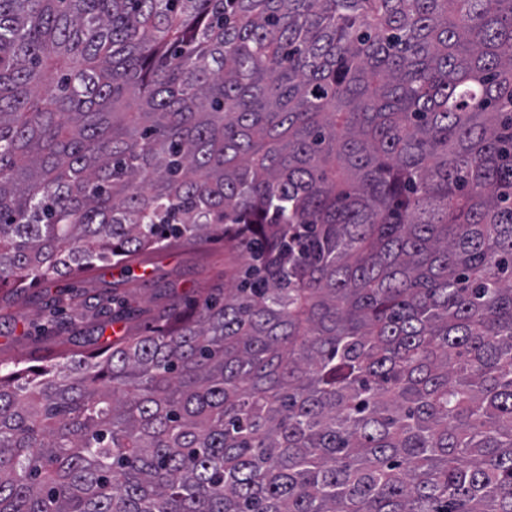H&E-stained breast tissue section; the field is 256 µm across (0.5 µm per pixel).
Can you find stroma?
<instances>
[{
    "label": "stroma",
    "mask_w": 512,
    "mask_h": 512,
    "mask_svg": "<svg viewBox=\"0 0 512 512\" xmlns=\"http://www.w3.org/2000/svg\"><path fill=\"white\" fill-rule=\"evenodd\" d=\"M224 284V242L162 247L128 264L24 289H0V361L40 366L66 353L99 350V336L116 338L113 299L126 300L133 333L144 332L173 306L191 307Z\"/></svg>",
    "instance_id": "35a3bbf8"
}]
</instances>
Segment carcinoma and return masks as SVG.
Returning a JSON list of instances; mask_svg holds the SVG:
<instances>
[{
	"mask_svg": "<svg viewBox=\"0 0 512 512\" xmlns=\"http://www.w3.org/2000/svg\"><path fill=\"white\" fill-rule=\"evenodd\" d=\"M217 236L0 363V512H512V0H0V287ZM223 284L224 239H214L147 251L128 265L100 263L74 279L3 287L0 361L40 366L66 353L99 350L107 337L122 334V323L111 321L118 309L109 303L112 296L126 299L127 325L137 334L173 306L192 307L207 288Z\"/></svg>",
	"mask_w": 512,
	"mask_h": 512,
	"instance_id": "carcinoma-1",
	"label": "carcinoma"
}]
</instances>
